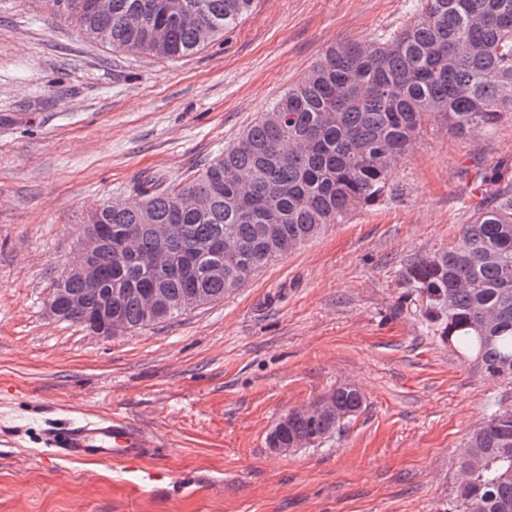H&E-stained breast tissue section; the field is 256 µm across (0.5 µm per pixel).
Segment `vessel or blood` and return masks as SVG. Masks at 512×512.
Segmentation results:
<instances>
[{
  "label": "vessel or blood",
  "mask_w": 512,
  "mask_h": 512,
  "mask_svg": "<svg viewBox=\"0 0 512 512\" xmlns=\"http://www.w3.org/2000/svg\"><path fill=\"white\" fill-rule=\"evenodd\" d=\"M46 447L75 461H114L135 468L155 459L160 442L149 430L119 414L84 418L44 433Z\"/></svg>",
  "instance_id": "b4317fda"
}]
</instances>
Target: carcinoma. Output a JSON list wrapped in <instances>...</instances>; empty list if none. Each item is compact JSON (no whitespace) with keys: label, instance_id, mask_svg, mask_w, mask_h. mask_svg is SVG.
I'll list each match as a JSON object with an SVG mask.
<instances>
[{"label":"carcinoma","instance_id":"1","mask_svg":"<svg viewBox=\"0 0 512 512\" xmlns=\"http://www.w3.org/2000/svg\"><path fill=\"white\" fill-rule=\"evenodd\" d=\"M49 0L52 15L116 51L188 56L224 38L254 0ZM512 115V0H420L408 24L372 43L330 48L324 59L201 172L173 185L148 181L140 203L114 202L90 225L102 288L64 276L60 318L103 336L185 313L192 292L209 302L295 251L353 209L380 199L394 164L431 122L457 137L492 131ZM488 203L445 251L404 265L405 298L424 304L422 332L472 357L493 379H512V181L494 170ZM158 224L180 232L161 242ZM166 261L141 257L156 250ZM159 306L148 312L147 296ZM357 416L364 395L331 393ZM316 410L288 419L274 439L316 447L339 431ZM454 512H512V408L487 404L460 455Z\"/></svg>","mask_w":512,"mask_h":512}]
</instances>
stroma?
Masks as SVG:
<instances>
[{
  "label": "stroma",
  "instance_id": "stroma-1",
  "mask_svg": "<svg viewBox=\"0 0 512 512\" xmlns=\"http://www.w3.org/2000/svg\"><path fill=\"white\" fill-rule=\"evenodd\" d=\"M418 2L254 0L223 42L164 59L0 0V512H453L458 456L512 383L422 335L399 270L456 242L488 174L512 178V119L473 139L428 127L383 197L221 301L109 338L47 306L90 212L194 175L327 50L386 37ZM340 385L366 398L342 432L271 452L285 412ZM107 412L161 455L135 472L44 445Z\"/></svg>",
  "mask_w": 512,
  "mask_h": 512
}]
</instances>
